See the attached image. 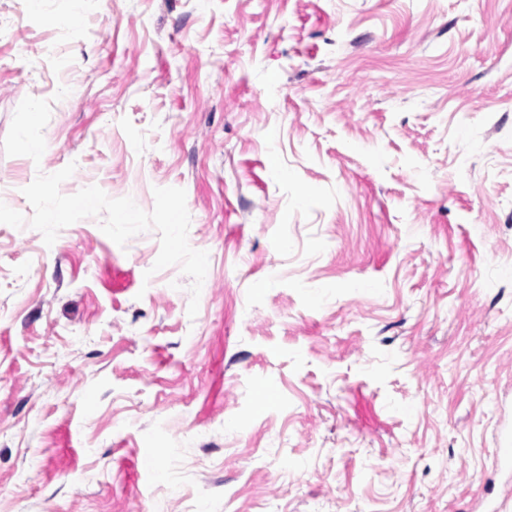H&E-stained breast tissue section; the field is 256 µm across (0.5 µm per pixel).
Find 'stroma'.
Wrapping results in <instances>:
<instances>
[{"label": "stroma", "mask_w": 512, "mask_h": 512, "mask_svg": "<svg viewBox=\"0 0 512 512\" xmlns=\"http://www.w3.org/2000/svg\"><path fill=\"white\" fill-rule=\"evenodd\" d=\"M511 432L512 0H0V512H512Z\"/></svg>", "instance_id": "obj_1"}]
</instances>
